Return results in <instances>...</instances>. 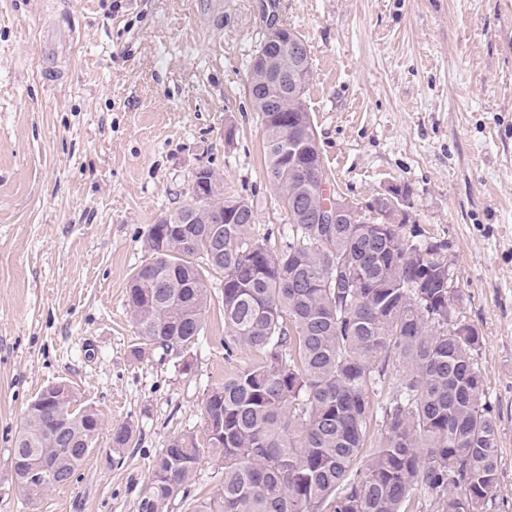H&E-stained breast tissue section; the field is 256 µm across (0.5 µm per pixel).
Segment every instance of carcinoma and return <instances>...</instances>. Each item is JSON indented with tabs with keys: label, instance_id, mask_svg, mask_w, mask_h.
<instances>
[{
	"label": "carcinoma",
	"instance_id": "1",
	"mask_svg": "<svg viewBox=\"0 0 512 512\" xmlns=\"http://www.w3.org/2000/svg\"><path fill=\"white\" fill-rule=\"evenodd\" d=\"M247 91L263 131L266 179L287 224L271 253L245 236L255 223L248 199L220 192L211 169L197 171L191 202L165 215L178 232L145 238L150 260L129 285L128 305L141 339L190 369L208 302V279L223 275L224 352L258 359L212 388L203 413L209 449L224 462L221 488L191 512H407L417 496L433 512H482L498 479L496 409L485 398L475 355L477 330L448 323V241L382 224H311L323 174L317 132L304 103L311 69L281 93ZM205 196L197 195L201 185ZM223 226L215 245L211 226ZM163 280L165 287H156ZM384 445L361 455L372 426ZM100 430L92 410L69 422L28 405L14 458L60 456L57 473L31 483L33 501L61 486L84 461ZM134 426L112 429L125 447ZM200 448L191 433L169 441L152 462L137 512H165L196 482Z\"/></svg>",
	"mask_w": 512,
	"mask_h": 512
}]
</instances>
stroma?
I'll return each mask as SVG.
<instances>
[{
    "label": "stroma",
    "mask_w": 512,
    "mask_h": 512,
    "mask_svg": "<svg viewBox=\"0 0 512 512\" xmlns=\"http://www.w3.org/2000/svg\"><path fill=\"white\" fill-rule=\"evenodd\" d=\"M276 24L309 52L327 187L360 205L407 187L410 223L448 241L498 412L483 512H512V0H0V512H137L184 432L201 448L193 494L220 488L204 399L257 355L225 359L215 276L190 371L134 356L127 291L150 225L189 202L201 167L253 203L249 237L280 250L245 87ZM62 380L101 429L70 483L32 504L10 451L30 401ZM126 422L135 437L113 449Z\"/></svg>",
    "instance_id": "obj_1"
}]
</instances>
